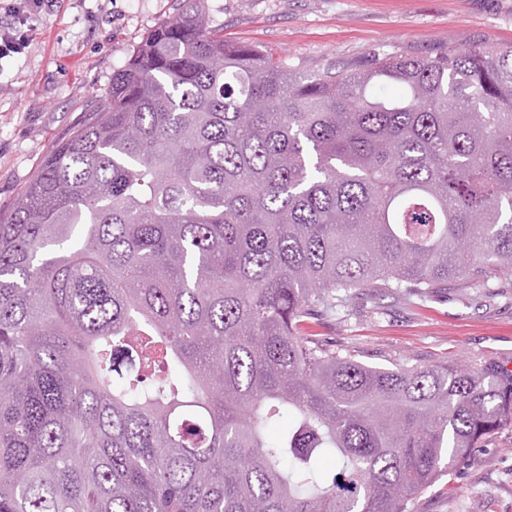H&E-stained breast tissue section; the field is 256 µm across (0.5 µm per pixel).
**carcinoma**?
Segmentation results:
<instances>
[{
	"label": "carcinoma",
	"instance_id": "1",
	"mask_svg": "<svg viewBox=\"0 0 512 512\" xmlns=\"http://www.w3.org/2000/svg\"><path fill=\"white\" fill-rule=\"evenodd\" d=\"M187 2L0 221V512H417L512 370L304 328L512 274V46L298 75Z\"/></svg>",
	"mask_w": 512,
	"mask_h": 512
}]
</instances>
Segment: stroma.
Segmentation results:
<instances>
[{
    "instance_id": "35a3bbf8",
    "label": "stroma",
    "mask_w": 512,
    "mask_h": 512,
    "mask_svg": "<svg viewBox=\"0 0 512 512\" xmlns=\"http://www.w3.org/2000/svg\"><path fill=\"white\" fill-rule=\"evenodd\" d=\"M182 0H46L28 45L0 58V220L43 158L112 86V73ZM210 25L305 73L361 70L374 55L512 45V0H204ZM316 333L372 365L427 366L488 357L512 364V276L429 300L389 295L325 316ZM419 512H512V425L458 462Z\"/></svg>"
}]
</instances>
